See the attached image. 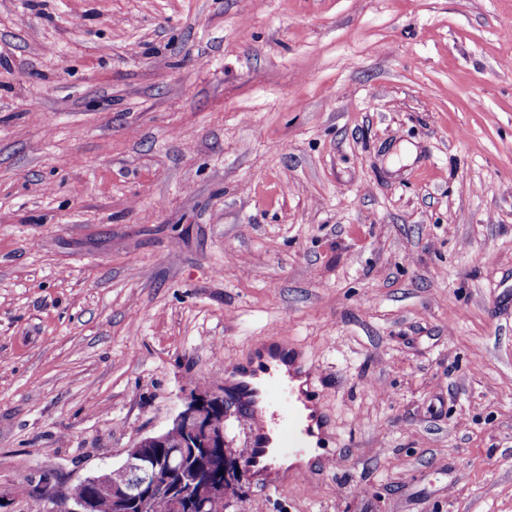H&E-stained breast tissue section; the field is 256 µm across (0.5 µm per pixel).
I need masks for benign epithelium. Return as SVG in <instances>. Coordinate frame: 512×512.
I'll return each instance as SVG.
<instances>
[{"instance_id":"7a95c632","label":"benign epithelium","mask_w":512,"mask_h":512,"mask_svg":"<svg viewBox=\"0 0 512 512\" xmlns=\"http://www.w3.org/2000/svg\"><path fill=\"white\" fill-rule=\"evenodd\" d=\"M224 395L196 392L165 432L140 439L123 462L88 477L92 494L59 495V512H209L213 503L232 502L235 479L224 433Z\"/></svg>"}]
</instances>
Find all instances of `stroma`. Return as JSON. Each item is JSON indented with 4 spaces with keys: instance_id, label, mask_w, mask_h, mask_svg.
<instances>
[{
    "instance_id": "obj_1",
    "label": "stroma",
    "mask_w": 512,
    "mask_h": 512,
    "mask_svg": "<svg viewBox=\"0 0 512 512\" xmlns=\"http://www.w3.org/2000/svg\"><path fill=\"white\" fill-rule=\"evenodd\" d=\"M270 342L335 464L229 512H512V0H0V512Z\"/></svg>"
}]
</instances>
